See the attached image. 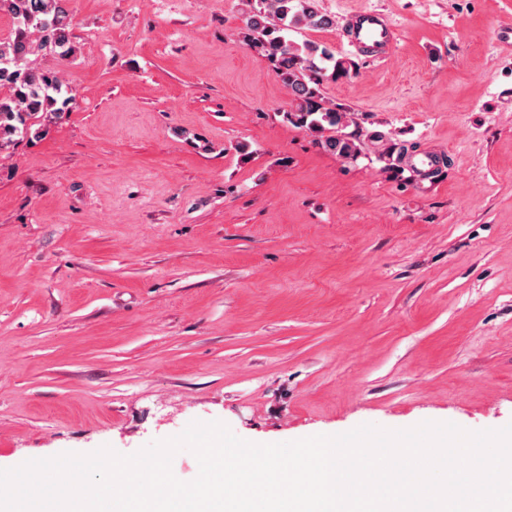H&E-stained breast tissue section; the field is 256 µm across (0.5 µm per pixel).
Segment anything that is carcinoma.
<instances>
[{"label":"carcinoma","instance_id":"cac0c4a2","mask_svg":"<svg viewBox=\"0 0 512 512\" xmlns=\"http://www.w3.org/2000/svg\"><path fill=\"white\" fill-rule=\"evenodd\" d=\"M242 38L264 56L292 96L284 119L300 128L324 135V146L344 157L359 153L355 138L337 130L336 110L325 106L321 87L349 73L345 62L325 45L288 40L291 29H324L333 20L315 0H247ZM0 11L16 24L14 37L0 41V150L24 138H39L45 123L58 118L71 102V88L57 72L40 67L31 56L49 50L71 57L72 17L64 0H0Z\"/></svg>","mask_w":512,"mask_h":512}]
</instances>
